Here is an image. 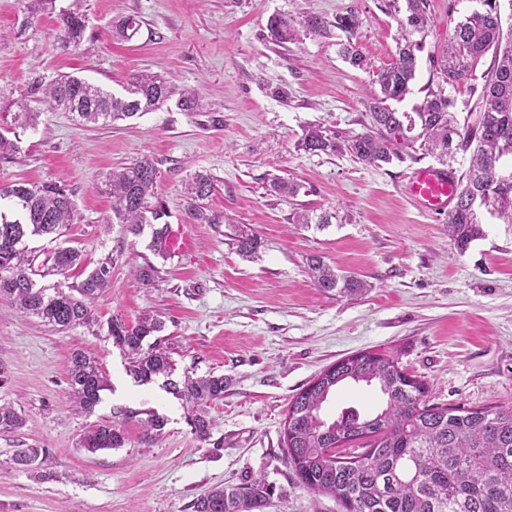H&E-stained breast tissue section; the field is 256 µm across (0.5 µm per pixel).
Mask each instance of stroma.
<instances>
[{
    "mask_svg": "<svg viewBox=\"0 0 512 512\" xmlns=\"http://www.w3.org/2000/svg\"><path fill=\"white\" fill-rule=\"evenodd\" d=\"M477 0H428V36L417 54L412 92L397 103L413 111L441 85L430 60L448 31ZM355 10L353 37L370 67L340 54L345 33L337 15ZM62 12L85 14L87 37L78 50L57 44ZM328 32L300 31L274 44L269 18L308 14ZM136 17L138 36L120 41L112 27ZM398 22L381 0H55L54 13L29 19L22 0H0V104L28 98L33 82L63 74L122 94L132 74L156 72L180 89L201 93L205 107L185 112L175 102L109 126L81 125L66 112L41 115L21 137V151L0 159V186L65 182L76 217L57 238L29 241L38 284L76 286L103 259L112 282L94 305L98 327L56 331L0 299V404L20 410L26 425L0 432V512H193L216 486L265 475L273 495L265 512H342L330 497H313L289 465L283 429L293 396L324 368L363 350L392 352L425 381L433 402L480 408L512 403V221L483 215L484 235L465 253L448 238L446 221L418 210L405 194L410 171L433 164L423 152L367 166L349 152L307 153L297 144L317 126L337 141L364 132L372 73L395 58ZM150 157L158 170L156 197L167 221H186L183 185L211 174L205 204L217 218L192 227L193 246L165 258L149 250L150 231L133 236L112 221L107 173ZM299 184L284 199L272 177ZM329 213L328 226H301L302 213ZM260 239L254 258L237 251L238 225ZM79 251L64 275H44L56 248ZM317 253L365 280V293L327 294L306 274ZM152 263L145 286L135 266ZM146 313L164 329L154 337L184 372L224 375L222 400L212 403L208 440H199L187 407L162 379L141 384L106 324L120 317L135 326ZM94 357L108 380L92 417L74 411L67 363L73 351ZM382 405L373 387L350 383L328 400V416ZM166 421L148 439V416ZM124 427V447L91 454L77 446L89 420ZM18 448H46L39 471L18 470Z\"/></svg>",
    "mask_w": 512,
    "mask_h": 512,
    "instance_id": "1",
    "label": "stroma"
}]
</instances>
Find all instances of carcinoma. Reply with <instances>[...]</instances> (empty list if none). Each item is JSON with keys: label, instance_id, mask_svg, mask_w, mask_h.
Listing matches in <instances>:
<instances>
[{"label": "carcinoma", "instance_id": "cac0c4a2", "mask_svg": "<svg viewBox=\"0 0 512 512\" xmlns=\"http://www.w3.org/2000/svg\"><path fill=\"white\" fill-rule=\"evenodd\" d=\"M386 0L385 7L399 15L400 41L394 61L373 73L379 93L367 103L370 127L343 145L316 127L306 131L299 147L306 152L336 153L347 149L366 165L401 160L417 148L445 161L455 151H471L466 171L459 177L460 192L455 208L448 213V236L463 254L483 236L479 208L512 218V170L505 173L501 161L512 156V35L504 36L500 0H478L481 8L458 20L448 31L434 70L453 88L472 80L474 64L492 53L493 64L472 84L475 96L474 122L460 131L452 112L454 99L441 87L428 90L413 115L399 112L392 103L412 93L421 42L430 18L427 0ZM358 13L349 10L336 17L335 27L347 34L342 54L352 66H368L351 38L359 27ZM88 18L62 13L57 38L66 47L83 43ZM271 40L292 43L297 28L285 17H273L267 26ZM140 30L133 17L119 22L116 36L130 40ZM118 96L73 75H62L46 86L31 89L42 109L25 101L14 103L7 112L10 122L0 127V158L19 150L20 135L36 127L44 112H68L79 123L104 124L127 120L161 108L172 99L185 111L203 108L197 92L180 90L153 73L135 74ZM157 171L147 158L112 169L108 185L112 212L128 231L138 236L143 226L166 216L162 204H153ZM214 189L207 174L198 173L184 184L186 215L190 224H214L203 201ZM75 204L65 185L15 183L0 187V297H6L26 314L57 331L95 323L93 304L108 288L112 261L104 259L88 273L78 288L60 283L39 285L32 278L27 241L59 233L75 221ZM167 224L152 230L149 248L166 257L163 237ZM259 247L258 237L245 230L238 234L239 252L250 257ZM52 269L64 273L78 264L80 253L59 247ZM308 276L322 291L351 295L362 291L365 282L340 275L322 257L310 256ZM162 330V322L147 314L129 328L115 318L108 324L113 344L130 360V372L146 384L156 377H171L170 356L145 345L148 337ZM375 385L385 397L384 407L372 415L354 409L335 419L323 413L324 404L342 384ZM68 384L77 412L90 416L108 387L98 363L83 351L72 354ZM226 378L219 375L170 381L174 394L185 401L190 424L198 439L210 438L207 408L224 398ZM426 383L400 365L392 353L359 352L322 370L289 403L284 445L289 465L304 488L314 496H329L342 512H512V407L494 405L464 409L438 405L428 399ZM25 426V418L14 407L0 405V431L14 432ZM127 436L122 426L110 421L90 425L79 440L89 453L122 448ZM44 448L15 449L13 464L37 470L47 459ZM272 489L260 475L242 485H225L209 491L193 503L194 512H264Z\"/></svg>", "mask_w": 512, "mask_h": 512}]
</instances>
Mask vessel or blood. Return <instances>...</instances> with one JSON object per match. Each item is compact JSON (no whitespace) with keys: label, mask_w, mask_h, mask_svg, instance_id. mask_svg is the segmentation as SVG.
<instances>
[{"label":"vessel or blood","mask_w":512,"mask_h":512,"mask_svg":"<svg viewBox=\"0 0 512 512\" xmlns=\"http://www.w3.org/2000/svg\"><path fill=\"white\" fill-rule=\"evenodd\" d=\"M405 191L422 212L444 216L457 201L459 183L453 171L422 166L412 170Z\"/></svg>","instance_id":"obj_1"}]
</instances>
